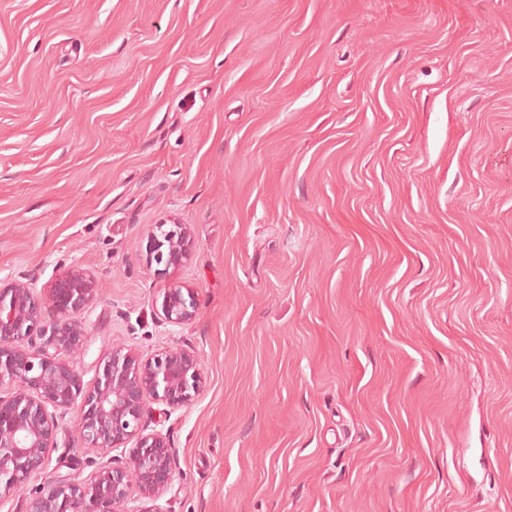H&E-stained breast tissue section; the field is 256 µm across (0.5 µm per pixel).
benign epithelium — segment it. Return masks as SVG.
<instances>
[{"label":"benign epithelium","mask_w":512,"mask_h":512,"mask_svg":"<svg viewBox=\"0 0 512 512\" xmlns=\"http://www.w3.org/2000/svg\"><path fill=\"white\" fill-rule=\"evenodd\" d=\"M189 241L186 225L158 224L149 251L156 262L177 267L189 257ZM98 288L95 274L79 268L56 275L44 298L21 281L0 279V387L14 386L0 395V491L23 490L61 434L74 453L80 447L109 455L85 479L58 475L29 494L25 512H166L161 499L175 476L174 452L145 415L158 403L166 417L199 395L200 359L182 348L148 358L114 348L84 381L70 357L88 342L82 318ZM197 311L183 288L164 293V323L183 326ZM134 492L139 505L128 509Z\"/></svg>","instance_id":"obj_1"}]
</instances>
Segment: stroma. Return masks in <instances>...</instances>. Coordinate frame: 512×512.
<instances>
[{"instance_id": "obj_1", "label": "stroma", "mask_w": 512, "mask_h": 512, "mask_svg": "<svg viewBox=\"0 0 512 512\" xmlns=\"http://www.w3.org/2000/svg\"><path fill=\"white\" fill-rule=\"evenodd\" d=\"M75 267L84 371L201 358L168 512H512V0H0V277ZM169 226V228H165ZM190 236L185 224H159L150 236L149 251L157 263L165 259L168 267H177L189 257ZM185 290L187 297L179 286L168 288L164 293L160 313V319L164 323L180 327L195 318L198 311L197 301L188 288Z\"/></svg>"}]
</instances>
